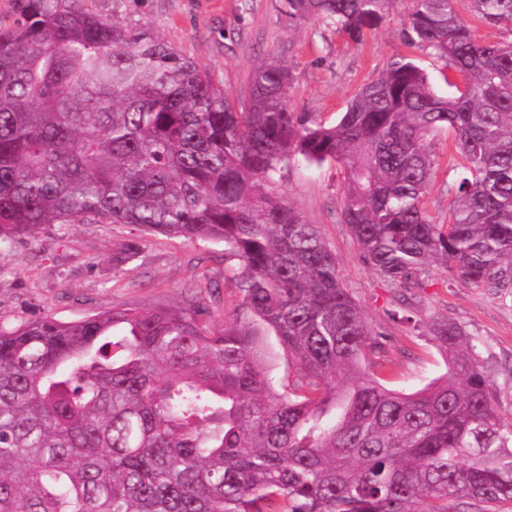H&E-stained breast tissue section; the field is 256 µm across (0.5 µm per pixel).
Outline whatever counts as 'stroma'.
Segmentation results:
<instances>
[{"label":"stroma","mask_w":512,"mask_h":512,"mask_svg":"<svg viewBox=\"0 0 512 512\" xmlns=\"http://www.w3.org/2000/svg\"><path fill=\"white\" fill-rule=\"evenodd\" d=\"M82 5L103 19L159 34L206 68L234 100L247 99L255 63L278 57L292 77L290 111L325 126L335 124L358 88L399 55L424 69L438 94L448 92L442 61L406 42L407 0H395L386 20L357 42L318 18L290 25L280 0H82ZM432 149L437 165L425 206L443 224L455 178L453 135L439 132ZM276 191L307 223L318 225L336 254L344 287L371 327L384 333L381 361L387 370L380 378L387 388L412 393L447 373L448 361L430 333L436 319L447 317L473 345L501 416L512 417V293L474 285L436 263L424 269L415 287L385 281L362 260L341 221L344 174L336 162L292 163ZM132 240L139 244L135 257L116 268L115 256ZM203 275L209 278L203 295L216 327L234 322L241 295L224 271L223 244L146 235L126 224L45 226L0 249V323L45 315L69 322L115 306L175 308ZM260 341L275 390L286 391L296 365L273 332L262 330Z\"/></svg>","instance_id":"1"}]
</instances>
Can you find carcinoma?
Returning <instances> with one entry per match:
<instances>
[{
	"instance_id": "cac0c4a2",
	"label": "carcinoma",
	"mask_w": 512,
	"mask_h": 512,
	"mask_svg": "<svg viewBox=\"0 0 512 512\" xmlns=\"http://www.w3.org/2000/svg\"><path fill=\"white\" fill-rule=\"evenodd\" d=\"M395 0H281L358 41ZM512 32V0H466ZM407 38L465 83L438 95L401 56L332 126L287 107L263 61L236 104L193 58L79 0H24L0 27V246L51 224H128L224 244L244 318L196 299L75 322L0 323V512H429L512 502V420L462 327L433 336L449 373L413 393L365 373L383 335L344 288L317 226L274 192L303 161L340 164L363 261L403 288L436 260L512 288V41L487 44L457 0H409ZM455 133L448 223L423 207L431 137ZM273 331L297 366L280 393ZM259 340L264 347V367L275 390L286 393L288 384L292 383L297 374V366L279 346L278 340L273 332L262 329Z\"/></svg>"
}]
</instances>
